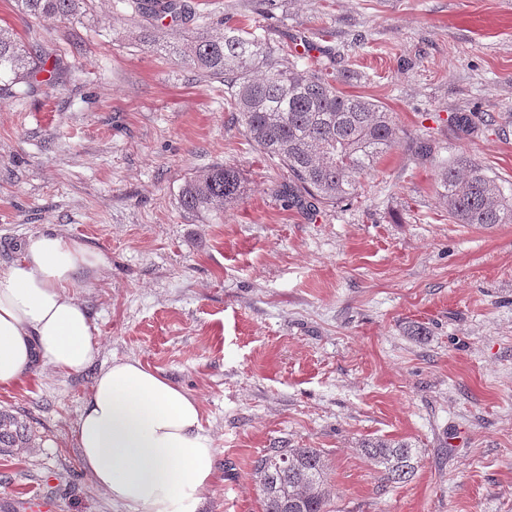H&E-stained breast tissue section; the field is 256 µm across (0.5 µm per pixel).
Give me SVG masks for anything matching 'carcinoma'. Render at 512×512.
<instances>
[{
  "label": "carcinoma",
  "instance_id": "obj_1",
  "mask_svg": "<svg viewBox=\"0 0 512 512\" xmlns=\"http://www.w3.org/2000/svg\"><path fill=\"white\" fill-rule=\"evenodd\" d=\"M20 10L39 19H71L84 0H16ZM145 22L168 16L190 18L180 0L136 5ZM179 59L202 74L224 80L226 103L248 140L281 163L288 173V202L330 207L352 195L360 178L395 145L392 113L377 102L347 95L326 66L303 67L298 53L254 36L245 25L228 26L221 37L189 33L175 47ZM43 70L40 55L9 28L0 27V94L28 84ZM439 193L456 224L492 228L512 223V193L496 175L464 156L438 171ZM239 171L217 166L184 184L181 207L220 212L241 195ZM0 447L29 448L31 436L16 415L0 413ZM361 451L384 480L404 483L414 476L415 449L405 442L365 441ZM327 464L319 448H267L252 462V478L263 495L264 512H328Z\"/></svg>",
  "mask_w": 512,
  "mask_h": 512
}]
</instances>
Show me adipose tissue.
Segmentation results:
<instances>
[{
  "mask_svg": "<svg viewBox=\"0 0 512 512\" xmlns=\"http://www.w3.org/2000/svg\"><path fill=\"white\" fill-rule=\"evenodd\" d=\"M100 253L50 231L29 238L0 271V389L37 366L62 374L90 367L96 346L76 297ZM82 464L95 487L135 512H196L214 476V450L199 402L138 360L96 376L76 427Z\"/></svg>",
  "mask_w": 512,
  "mask_h": 512,
  "instance_id": "1",
  "label": "adipose tissue"
}]
</instances>
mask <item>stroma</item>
Instances as JSON below:
<instances>
[{"mask_svg": "<svg viewBox=\"0 0 512 512\" xmlns=\"http://www.w3.org/2000/svg\"><path fill=\"white\" fill-rule=\"evenodd\" d=\"M185 2L201 34L241 20L333 49L340 90L400 136L351 197L289 204L223 82L163 51L169 21L143 26L131 0H88L75 21L0 0V25L66 66L51 94L0 95V270L48 230L106 259L77 294L91 366L0 390L36 439L0 449V512H130L75 436L97 373L125 359L201 404L215 473L197 512H263L251 465L267 448L322 449L332 512H512V223H453L437 193L439 159L462 155L512 187V0ZM225 164L238 201L184 210L185 181ZM372 438L415 448L411 481L384 480L360 452Z\"/></svg>", "mask_w": 512, "mask_h": 512, "instance_id": "obj_1", "label": "stroma"}]
</instances>
